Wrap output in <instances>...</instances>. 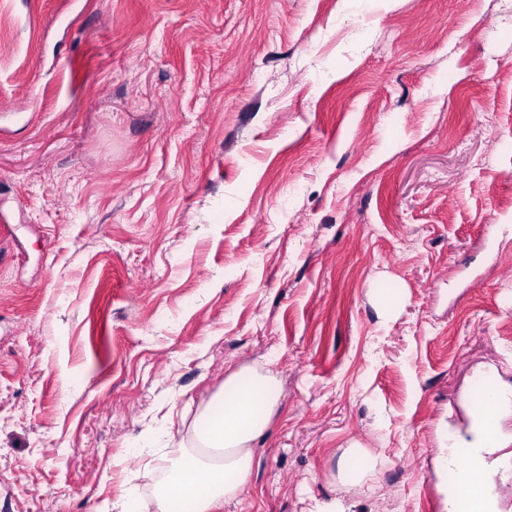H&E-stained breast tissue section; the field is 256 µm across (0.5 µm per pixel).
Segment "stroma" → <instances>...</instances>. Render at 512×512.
Masks as SVG:
<instances>
[{"instance_id": "1", "label": "stroma", "mask_w": 512, "mask_h": 512, "mask_svg": "<svg viewBox=\"0 0 512 512\" xmlns=\"http://www.w3.org/2000/svg\"><path fill=\"white\" fill-rule=\"evenodd\" d=\"M245 366L223 512H445L512 384V0H0V512H154ZM277 379L243 367L224 380L203 413L204 448H191L171 467L153 495L156 512H172L173 503L191 499L196 512H218L243 493L251 475L254 448L278 405ZM219 408L216 415L215 411Z\"/></svg>"}]
</instances>
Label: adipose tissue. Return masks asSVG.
<instances>
[{
  "label": "adipose tissue",
  "mask_w": 512,
  "mask_h": 512,
  "mask_svg": "<svg viewBox=\"0 0 512 512\" xmlns=\"http://www.w3.org/2000/svg\"><path fill=\"white\" fill-rule=\"evenodd\" d=\"M494 421H486L482 411L472 410L467 435L449 431L447 453L441 460L446 470L455 469L458 456L469 453L473 466L456 471L448 489L447 512H462V488L493 484L494 454L512 446V434L504 433L501 421L512 416V384L494 385ZM277 379L272 372L258 373L250 367L228 376L214 396L203 418V445L184 452L180 464L171 467L153 495L155 512H173L180 499L195 503V512H219L224 503L243 493L251 475L254 448L263 436L278 405Z\"/></svg>",
  "instance_id": "1"
}]
</instances>
